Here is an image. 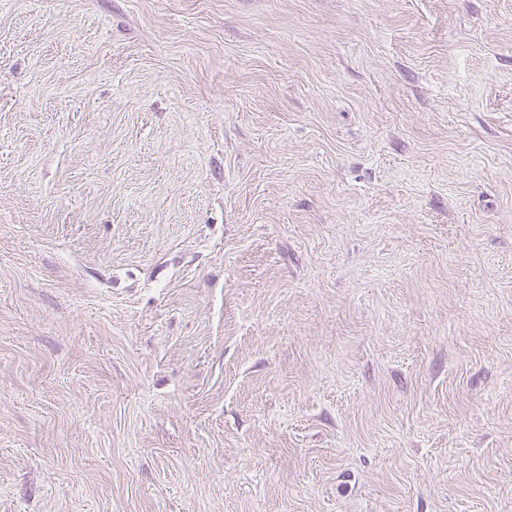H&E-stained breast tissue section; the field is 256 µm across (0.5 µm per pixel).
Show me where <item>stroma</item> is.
I'll use <instances>...</instances> for the list:
<instances>
[{"mask_svg":"<svg viewBox=\"0 0 512 512\" xmlns=\"http://www.w3.org/2000/svg\"><path fill=\"white\" fill-rule=\"evenodd\" d=\"M0 512H512V0H0Z\"/></svg>","mask_w":512,"mask_h":512,"instance_id":"1","label":"stroma"}]
</instances>
